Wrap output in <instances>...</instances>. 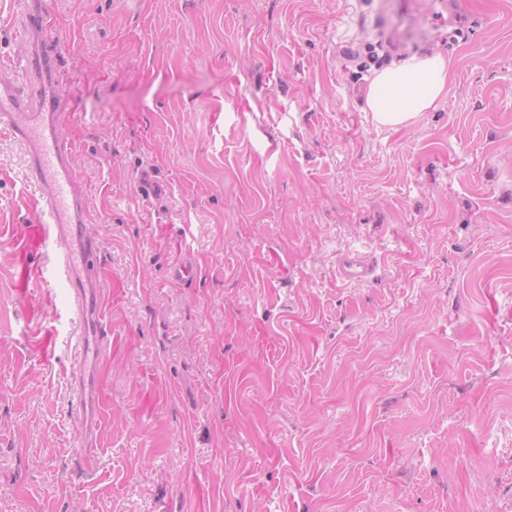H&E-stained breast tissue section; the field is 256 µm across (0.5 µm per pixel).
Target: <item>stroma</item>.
<instances>
[{"label": "stroma", "mask_w": 512, "mask_h": 512, "mask_svg": "<svg viewBox=\"0 0 512 512\" xmlns=\"http://www.w3.org/2000/svg\"><path fill=\"white\" fill-rule=\"evenodd\" d=\"M457 2L48 0L112 347L72 479L77 325L33 296L30 351L0 237V512H512V0ZM415 53L447 96L374 125ZM25 164L0 132V226ZM454 61L442 54H414L376 71L365 92V112L380 127L412 123L448 93ZM197 273L196 258L191 251L181 252L178 260L169 268V278L178 284L192 281ZM372 273L373 268L358 258L343 256L336 262V277L349 284L363 281ZM26 335L31 338L35 350L43 357L47 356L53 346L54 332L44 331L37 322L29 319Z\"/></svg>", "instance_id": "obj_1"}]
</instances>
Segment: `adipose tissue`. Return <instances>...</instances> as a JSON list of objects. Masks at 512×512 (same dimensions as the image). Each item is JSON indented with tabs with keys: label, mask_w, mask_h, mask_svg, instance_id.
Here are the masks:
<instances>
[{
	"label": "adipose tissue",
	"mask_w": 512,
	"mask_h": 512,
	"mask_svg": "<svg viewBox=\"0 0 512 512\" xmlns=\"http://www.w3.org/2000/svg\"><path fill=\"white\" fill-rule=\"evenodd\" d=\"M453 76V59L439 53L392 62L370 79L365 110L377 126H407L447 94Z\"/></svg>",
	"instance_id": "1"
}]
</instances>
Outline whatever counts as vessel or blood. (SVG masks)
<instances>
[{"mask_svg": "<svg viewBox=\"0 0 512 512\" xmlns=\"http://www.w3.org/2000/svg\"><path fill=\"white\" fill-rule=\"evenodd\" d=\"M6 30L23 36L39 33L42 42L39 52L0 63V129L24 148L25 182L41 200L34 223L13 241L17 293L24 297L31 287H47L48 299L63 297L68 313L81 324L73 395L81 420L79 467L88 471L93 464L88 449L96 439V374L112 334L106 318L105 259L86 231L88 208L73 164L74 146L61 131L54 79L60 68L58 32L45 0H13L9 13H0V31ZM197 273L189 251L169 268L171 281L178 284L192 281ZM371 273L357 258L343 256L336 262L337 278L350 284Z\"/></svg>", "mask_w": 512, "mask_h": 512, "instance_id": "1", "label": "vessel or blood"}]
</instances>
